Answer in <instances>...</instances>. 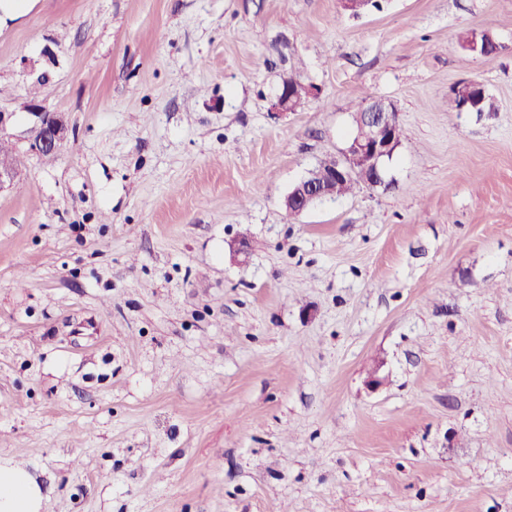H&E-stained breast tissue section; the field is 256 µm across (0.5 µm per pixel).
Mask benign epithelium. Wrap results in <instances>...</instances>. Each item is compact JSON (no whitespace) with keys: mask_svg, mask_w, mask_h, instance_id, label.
Listing matches in <instances>:
<instances>
[{"mask_svg":"<svg viewBox=\"0 0 512 512\" xmlns=\"http://www.w3.org/2000/svg\"><path fill=\"white\" fill-rule=\"evenodd\" d=\"M32 107L38 123L29 143L28 151L38 155L59 152L67 139L69 127L57 112H49L38 103ZM293 109L292 95L282 88L269 101V110L285 113ZM398 121L396 106L384 99L369 101L359 112L360 133L344 150L343 156L336 162L337 174L343 176L355 174L370 186L384 184L382 165L386 158L393 155L396 145L391 132ZM17 172L12 162L0 157V191L13 184ZM331 188L309 179H303L294 185L285 197V207L290 213L306 210L313 201L325 197Z\"/></svg>","mask_w":512,"mask_h":512,"instance_id":"obj_1","label":"benign epithelium"}]
</instances>
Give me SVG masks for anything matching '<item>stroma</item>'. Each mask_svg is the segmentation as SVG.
I'll list each match as a JSON object with an SVG mask.
<instances>
[{
    "instance_id": "35a3bbf8",
    "label": "stroma",
    "mask_w": 512,
    "mask_h": 512,
    "mask_svg": "<svg viewBox=\"0 0 512 512\" xmlns=\"http://www.w3.org/2000/svg\"><path fill=\"white\" fill-rule=\"evenodd\" d=\"M22 2L0 458L42 512H512V0ZM293 68L319 97L270 111ZM466 79L495 111L446 110ZM371 97L405 129L384 185L286 217ZM31 106L39 112H31L38 119V123L28 152L38 155L58 153L68 136L69 127L66 121L59 113L45 110L35 99Z\"/></svg>"
}]
</instances>
